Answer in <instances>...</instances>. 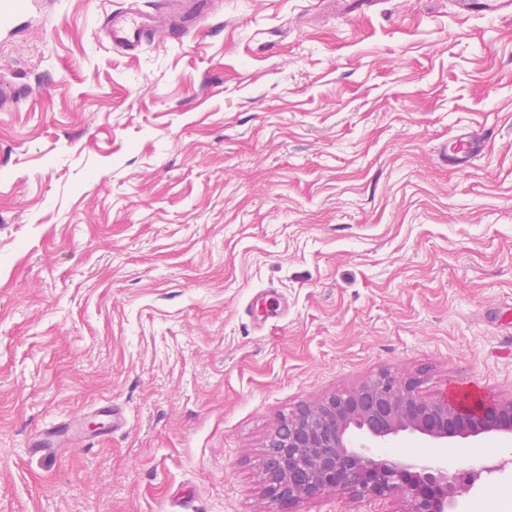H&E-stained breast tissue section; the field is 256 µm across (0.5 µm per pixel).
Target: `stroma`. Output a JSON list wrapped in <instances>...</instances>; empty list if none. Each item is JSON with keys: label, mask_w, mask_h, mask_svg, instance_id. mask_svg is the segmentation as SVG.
I'll return each mask as SVG.
<instances>
[{"label": "stroma", "mask_w": 512, "mask_h": 512, "mask_svg": "<svg viewBox=\"0 0 512 512\" xmlns=\"http://www.w3.org/2000/svg\"><path fill=\"white\" fill-rule=\"evenodd\" d=\"M125 2L0 0V512H272L265 446L301 406L388 371L511 398L512 17L223 0L130 56L101 28ZM467 130L488 149L448 170ZM385 454L512 512L510 437Z\"/></svg>", "instance_id": "35a3bbf8"}]
</instances>
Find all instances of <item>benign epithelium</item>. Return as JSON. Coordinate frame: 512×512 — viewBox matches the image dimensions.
<instances>
[{"label": "benign epithelium", "mask_w": 512, "mask_h": 512, "mask_svg": "<svg viewBox=\"0 0 512 512\" xmlns=\"http://www.w3.org/2000/svg\"><path fill=\"white\" fill-rule=\"evenodd\" d=\"M402 433L430 443L512 436V399L427 400L412 379L386 373L281 421L266 444L267 491L281 504L345 488L363 496L399 491L409 498L408 512H453L459 476L433 459L403 464L377 454Z\"/></svg>", "instance_id": "obj_1"}]
</instances>
